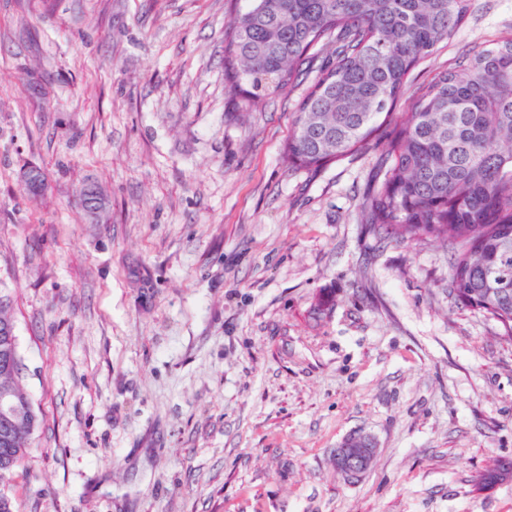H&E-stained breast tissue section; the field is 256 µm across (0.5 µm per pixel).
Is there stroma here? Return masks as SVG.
<instances>
[{
  "label": "stroma",
  "mask_w": 512,
  "mask_h": 512,
  "mask_svg": "<svg viewBox=\"0 0 512 512\" xmlns=\"http://www.w3.org/2000/svg\"><path fill=\"white\" fill-rule=\"evenodd\" d=\"M233 17L0 0V295L42 417L16 512H512V477L473 482L512 462V338L456 302L452 248L362 215L412 92L512 39V0H470L378 138L315 172L282 159L304 86L229 95ZM374 455L372 442L365 436L347 438L336 450V466L350 480H358L368 469Z\"/></svg>",
  "instance_id": "35a3bbf8"
}]
</instances>
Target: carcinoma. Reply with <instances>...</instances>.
<instances>
[{"label": "carcinoma", "mask_w": 512, "mask_h": 512, "mask_svg": "<svg viewBox=\"0 0 512 512\" xmlns=\"http://www.w3.org/2000/svg\"><path fill=\"white\" fill-rule=\"evenodd\" d=\"M224 31V80L246 108L307 79L283 152L319 170L361 150L404 96L412 69L464 24L469 0H244ZM365 218L397 240L455 246L449 279L464 307L512 289V40L474 52L415 96L389 141ZM22 364L0 298V388L21 405ZM36 412L0 419V512L34 442Z\"/></svg>", "instance_id": "cac0c4a2"}]
</instances>
